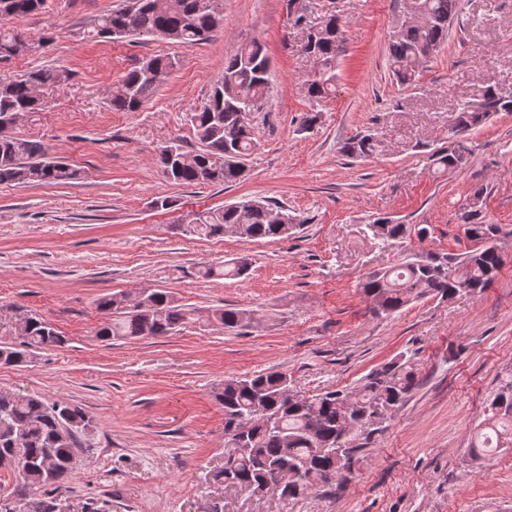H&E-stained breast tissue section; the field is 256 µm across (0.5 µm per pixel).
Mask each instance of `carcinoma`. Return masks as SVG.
I'll return each mask as SVG.
<instances>
[{"instance_id":"1","label":"carcinoma","mask_w":512,"mask_h":512,"mask_svg":"<svg viewBox=\"0 0 512 512\" xmlns=\"http://www.w3.org/2000/svg\"><path fill=\"white\" fill-rule=\"evenodd\" d=\"M44 0H0V60L19 53L18 33L11 23L37 14ZM426 15L422 24L397 23L389 35L390 69L403 87L415 86L419 68L448 40V31L460 11V0H415ZM222 0H126V4L94 22L88 36L128 38L153 35L183 47L207 40L222 23ZM344 24L336 16L308 37L304 51L316 62L317 73L307 93L314 100L333 92L336 68L344 51ZM177 64L170 56H155L131 70L112 94L117 110L135 112L156 94L160 81ZM270 60L261 44L238 46L224 56V71L212 86L205 106L191 116L198 147L186 151L178 144L159 150L157 165L173 184L234 185L245 175L243 165L257 149L247 114L259 111L269 84ZM70 73L42 68L10 81H0V184H62L78 179L79 171L47 157L45 148L5 132L2 121L42 104L35 95L41 87L63 88ZM484 108L458 110L453 134L462 137L494 112H512V99L491 87L479 89ZM342 155L363 159L378 152L371 133L356 134L343 142ZM436 169L450 172L464 163L462 152L444 149L433 155ZM484 188L470 192V222L463 232L474 247L462 257L411 254L397 264L377 270L362 284L375 315L392 314L426 297L452 300L476 295L490 287L504 264L499 247L502 226L485 219ZM304 221L288 208L269 200H245L215 209L188 225L189 233L204 238L222 237L231 230L248 241L281 240ZM381 244L417 237L429 230L422 224H401L380 217L368 225ZM249 269L245 258L210 266L207 278L236 280ZM97 309L105 321L98 330L104 340L165 337L195 318V310L173 292L139 288L101 297ZM215 327L240 331L259 323L255 310L224 306L209 314ZM14 343L0 349V365L21 366L40 350L66 342L56 328L36 313H25L24 324L11 323ZM417 385L414 355L402 352L372 369L357 386L324 391L312 396L285 395L288 374L258 371L224 380L215 399L224 406V433L232 448L224 456V486L295 499L336 483L351 471L359 448L355 437L371 436L399 410ZM497 439L512 435V381L501 385L488 409ZM96 431L94 418L74 405L48 404L20 394L0 392V469L13 472L23 490L44 496L41 512H54L51 494L65 487L78 468V450H90Z\"/></svg>"}]
</instances>
